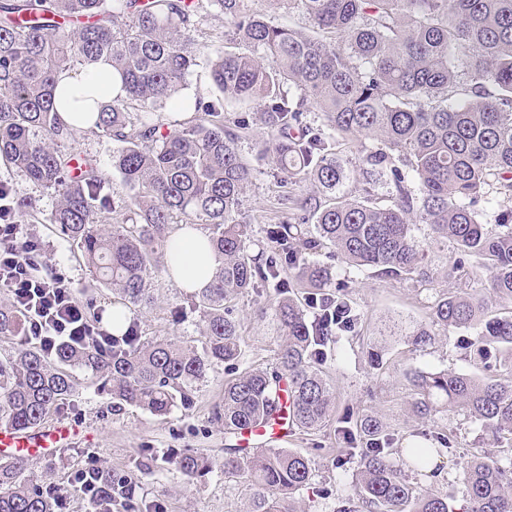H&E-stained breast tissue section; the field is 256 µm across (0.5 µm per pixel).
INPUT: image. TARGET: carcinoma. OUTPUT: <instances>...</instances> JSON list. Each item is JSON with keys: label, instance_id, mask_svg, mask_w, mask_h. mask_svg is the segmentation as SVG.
<instances>
[{"label": "carcinoma", "instance_id": "cac0c4a2", "mask_svg": "<svg viewBox=\"0 0 512 512\" xmlns=\"http://www.w3.org/2000/svg\"><path fill=\"white\" fill-rule=\"evenodd\" d=\"M208 2L227 27L211 62L220 95L194 104L192 121L171 125L155 113L197 65L202 0H0V157L55 193L47 222L115 294L107 313L92 296L79 302L91 333L55 345L31 335L19 307L0 302V342L12 348L0 360V424L18 432L42 425L74 395L72 366L101 380L114 412L190 408L215 364L233 371L243 360L236 298L271 289L270 310L259 312L278 327L276 362L227 380L212 411L230 441L224 476L249 487L250 512H298L296 494L312 485L309 457L270 442L242 447V431L285 412L302 432L335 424L337 468L359 459L356 493L337 498L334 512H450L453 493L425 491L410 475L432 473L434 457L454 447L452 431H410L417 442L408 448V475L397 462L403 437L377 413L337 412L327 364L362 319L348 285L320 257L422 292L439 274L428 241L447 240L456 253L450 272L469 263L473 275L486 273L487 295L436 293L430 323L407 336L421 352L439 335L459 334L483 376L414 368L406 378L416 420L453 406L494 441L512 443V314L492 313L512 305V0H264L272 10H300L308 21L301 28L246 0ZM99 61L111 65L119 87L94 123L120 144L112 168L130 196L119 212L93 160L82 159L74 175L59 149L68 128L54 105L56 76ZM227 100L254 104L283 181H313L330 197L326 205L288 197V216L264 226L258 250L241 210L252 173L239 140L250 125L243 116L224 123ZM312 110L321 125L307 122ZM345 141L362 154L361 198L343 191ZM385 185L395 197L380 206L373 191ZM488 196L499 209L493 230L476 209ZM105 210L113 223H100ZM172 224L205 225L219 259L206 287L190 295L201 313L199 348L144 342L127 315L152 303L156 273L175 269L192 279L170 250ZM169 462L188 479L209 469L191 449ZM27 466L26 457L0 463V512H56L47 480L25 477ZM462 483L464 512H512V458L482 450L464 465ZM103 486L137 507L134 477L106 470Z\"/></svg>", "mask_w": 512, "mask_h": 512}]
</instances>
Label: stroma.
Wrapping results in <instances>:
<instances>
[{
  "label": "stroma",
  "mask_w": 512,
  "mask_h": 512,
  "mask_svg": "<svg viewBox=\"0 0 512 512\" xmlns=\"http://www.w3.org/2000/svg\"><path fill=\"white\" fill-rule=\"evenodd\" d=\"M224 31L223 16L213 7H204L193 33L198 64L185 79L183 104L170 103L160 110L163 122L190 121L195 115V102H206L217 96L210 77V58L214 46L223 42ZM266 138L265 130L255 121L240 141L242 157L253 170L242 211L257 232L286 213V206L278 202L280 196L316 191L311 184L301 188L281 186L272 165L260 153ZM117 148L112 139L88 129L72 130L61 142L64 154L75 159L91 158L108 174L107 189L113 194L115 207L120 209L127 195L118 175L112 172V156ZM0 180L12 182L17 196L32 199L37 207L36 212L19 214L18 219L43 246L41 274L64 278L77 295L85 289H93L98 303L111 308L114 298L111 288L96 283L92 269L83 262L76 247L53 233L45 221L56 205L53 191L21 179L1 160ZM348 278L363 328L360 337L345 336L337 344L340 357L332 363L330 375L336 384L338 402L372 410L396 434H405L416 424L405 369L410 366L423 370L448 368L468 373L472 366L464 350L455 347L453 341L438 339L425 352L414 353L402 337L392 335L395 323L428 322V293L416 292L393 279L353 272ZM152 293V305L136 314L143 338L196 342L200 337V313L188 303L183 290L161 274L153 284ZM269 302V295L253 293L236 300L245 365L269 368L275 364L274 330L269 319L256 315L257 308ZM371 345L383 352L382 369H373L371 365L367 354ZM70 373L76 394L60 417L79 425L84 435L56 449L52 456L31 455L27 476L38 479L49 473L55 482L64 484L94 459L112 471L137 478L140 506L144 510L160 500L166 504L167 512H248V489L224 476V430L212 419V409L220 403L224 393L223 366H215L209 372L197 392L194 407H177L166 416H155L134 406L113 413L111 397L98 393L91 372L74 367ZM434 421L448 426L456 434L455 452L439 457L434 476L421 480L423 487L434 492L443 494L448 488L460 487L461 466L475 449L491 447L500 456L512 455V445H495L481 437L460 410L437 414ZM287 446L308 454L312 461L315 487L300 491V512H333L338 496L354 494L355 466L350 463L345 470L336 469V443L328 433L315 436L298 433L289 437ZM182 448H196L207 454L211 469L191 480L183 477L169 461L173 451Z\"/></svg>",
  "instance_id": "35a3bbf8"
}]
</instances>
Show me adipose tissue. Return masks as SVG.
I'll return each instance as SVG.
<instances>
[{
	"label": "adipose tissue",
	"instance_id": "ef3b65f1",
	"mask_svg": "<svg viewBox=\"0 0 512 512\" xmlns=\"http://www.w3.org/2000/svg\"><path fill=\"white\" fill-rule=\"evenodd\" d=\"M105 63L91 68L78 69L60 74L57 85V112L63 124L70 128H89L95 115V102L112 96V83L105 77ZM172 243L180 249L182 261L206 267L215 264L214 255L207 250V234L199 226L177 225L170 235Z\"/></svg>",
	"mask_w": 512,
	"mask_h": 512
}]
</instances>
